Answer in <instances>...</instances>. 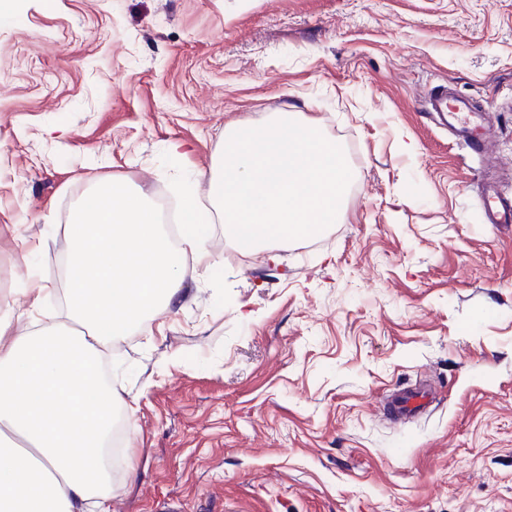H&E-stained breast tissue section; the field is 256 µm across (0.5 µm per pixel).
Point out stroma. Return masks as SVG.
<instances>
[{
	"label": "stroma",
	"instance_id": "1",
	"mask_svg": "<svg viewBox=\"0 0 512 512\" xmlns=\"http://www.w3.org/2000/svg\"><path fill=\"white\" fill-rule=\"evenodd\" d=\"M482 108L490 155L426 115ZM298 113L342 147L344 218L212 263L105 357L133 405L112 512H512V0H13L0 12V285L19 238L60 311L93 188L205 191L236 126ZM429 409L394 425L382 396ZM484 210L489 224L512 223V202L495 190L485 193ZM433 400V390L428 386L414 385L403 388L383 400L384 414L396 421L422 413Z\"/></svg>",
	"mask_w": 512,
	"mask_h": 512
}]
</instances>
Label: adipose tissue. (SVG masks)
I'll list each match as a JSON object with an SVG mask.
<instances>
[{
  "mask_svg": "<svg viewBox=\"0 0 512 512\" xmlns=\"http://www.w3.org/2000/svg\"><path fill=\"white\" fill-rule=\"evenodd\" d=\"M181 208L175 246L124 182L95 189L64 227L66 322L43 312L48 288L34 272L14 290L24 306L0 300V512H110L103 450L122 398L101 376L100 353L176 306L190 264L208 259L197 195ZM26 316L33 327L19 331Z\"/></svg>",
  "mask_w": 512,
  "mask_h": 512,
  "instance_id": "obj_1",
  "label": "adipose tissue"
}]
</instances>
